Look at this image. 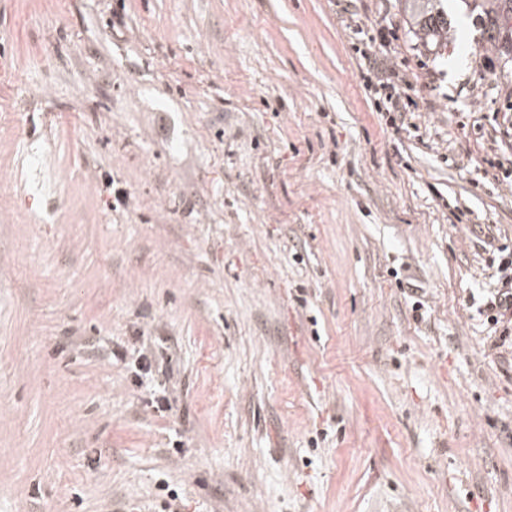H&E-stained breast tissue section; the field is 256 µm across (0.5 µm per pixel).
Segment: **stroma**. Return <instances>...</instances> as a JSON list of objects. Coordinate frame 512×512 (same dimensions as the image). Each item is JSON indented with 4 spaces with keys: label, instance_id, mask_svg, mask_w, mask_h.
<instances>
[{
    "label": "stroma",
    "instance_id": "35a3bbf8",
    "mask_svg": "<svg viewBox=\"0 0 512 512\" xmlns=\"http://www.w3.org/2000/svg\"><path fill=\"white\" fill-rule=\"evenodd\" d=\"M442 8L0 0V512H512V65ZM430 7H426L416 19V33L421 40L428 37L442 38L446 40L444 48L448 45V14L436 6L441 0H424ZM433 2V3H429ZM373 71L376 70L375 77L377 82L375 83L381 90H393L394 93L388 92L382 98V103L387 112H400L399 111V96L397 93L398 83L402 82V76L393 67L378 68L372 67ZM381 74V76L379 75ZM497 285L484 304L487 321L499 331V339L512 335V254L501 255L497 265ZM501 336V337H500Z\"/></svg>",
    "mask_w": 512,
    "mask_h": 512
}]
</instances>
